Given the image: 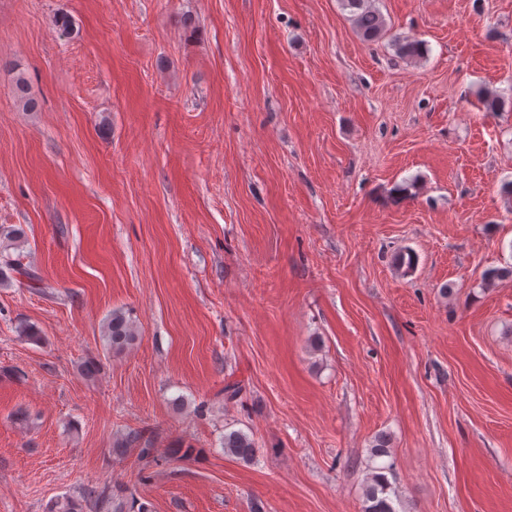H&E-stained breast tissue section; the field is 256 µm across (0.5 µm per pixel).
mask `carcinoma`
I'll return each instance as SVG.
<instances>
[{"label": "carcinoma", "instance_id": "cac0c4a2", "mask_svg": "<svg viewBox=\"0 0 512 512\" xmlns=\"http://www.w3.org/2000/svg\"><path fill=\"white\" fill-rule=\"evenodd\" d=\"M349 10L354 27L365 42L389 39L396 56L402 60L416 62L425 57V44L415 38L400 37L389 33L385 17L375 5V0H341ZM480 103L486 112H500L506 101L495 91L487 90L480 95ZM24 231L11 225H0V285L8 283L12 274L22 275L32 281H41L39 274L24 268L11 258L7 247L22 240ZM137 339V328L132 318L122 310H114L106 327V340L110 348L123 350ZM223 449L244 462L252 461L258 452L254 439L249 435L233 430L224 434ZM389 440L381 435L370 448V464L364 482L363 505L361 512H396L391 494L395 493L388 474L392 465L383 462L389 456ZM97 512H150L148 505L132 501L130 503L111 495L105 488L90 487L83 491L81 499L65 498L51 506L50 512H82L83 505Z\"/></svg>", "mask_w": 512, "mask_h": 512}]
</instances>
